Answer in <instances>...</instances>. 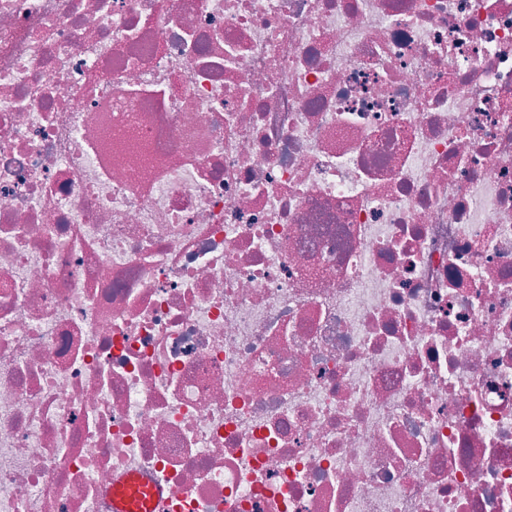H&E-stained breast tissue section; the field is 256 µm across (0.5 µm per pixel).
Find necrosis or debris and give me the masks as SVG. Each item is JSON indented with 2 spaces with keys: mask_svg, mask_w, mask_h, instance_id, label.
<instances>
[{
  "mask_svg": "<svg viewBox=\"0 0 512 512\" xmlns=\"http://www.w3.org/2000/svg\"><path fill=\"white\" fill-rule=\"evenodd\" d=\"M512 512V0H0V512Z\"/></svg>",
  "mask_w": 512,
  "mask_h": 512,
  "instance_id": "1",
  "label": "necrosis or debris"
}]
</instances>
